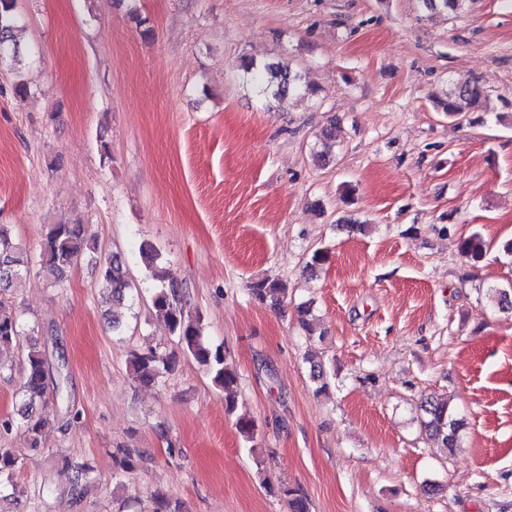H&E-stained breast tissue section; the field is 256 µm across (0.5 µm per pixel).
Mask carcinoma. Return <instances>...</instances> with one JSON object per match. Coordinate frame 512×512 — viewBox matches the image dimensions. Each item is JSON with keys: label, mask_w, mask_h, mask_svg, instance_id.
<instances>
[{"label": "carcinoma", "mask_w": 512, "mask_h": 512, "mask_svg": "<svg viewBox=\"0 0 512 512\" xmlns=\"http://www.w3.org/2000/svg\"><path fill=\"white\" fill-rule=\"evenodd\" d=\"M428 11H444L449 15L460 13L467 0H419ZM21 21L17 0H0V63L18 61L20 51L15 31ZM243 74L256 84L260 91L273 99L293 91L315 92V88L303 83L301 75L282 62L259 64L250 56L240 58ZM485 97L483 86L476 79L453 85L447 99L437 107L450 120H457L474 109ZM97 242L89 234L88 225L76 219L50 224L44 235L37 257H31L13 235L8 224H0V295L12 291L29 271L30 264L40 266L48 282L54 286L62 283L78 259L87 252L96 250ZM490 245L482 235L474 232L459 241L462 257L481 260ZM101 284L109 291L112 307L126 306L130 292L135 288L128 279L126 261L121 254H111L101 275ZM250 294L259 301L270 300L278 305L286 295L287 288L280 282L258 280L250 284ZM154 313L163 318L182 354L194 360L210 376L213 385L224 391V406L227 411L235 408L238 375L225 356L224 347L207 343L202 336L201 316L187 307L185 294L176 279L159 288L152 296ZM30 328L24 310L14 303L0 298V352L12 348L29 335ZM177 354L150 349L146 352H131L129 358L133 378L145 386L155 385L175 370ZM49 364L46 355L36 345H30L25 356V369L19 388L20 407L18 418L0 423V429L9 432L17 427L23 430L28 449L37 451L42 447L46 418L41 410L47 405L46 389ZM424 418L421 426L437 447L453 453L460 447L463 420L449 402L429 395L420 402ZM15 458L7 450H0V501L19 500L24 491L12 480ZM287 499L289 512H308L305 496L293 488L280 489Z\"/></svg>", "instance_id": "carcinoma-1"}]
</instances>
